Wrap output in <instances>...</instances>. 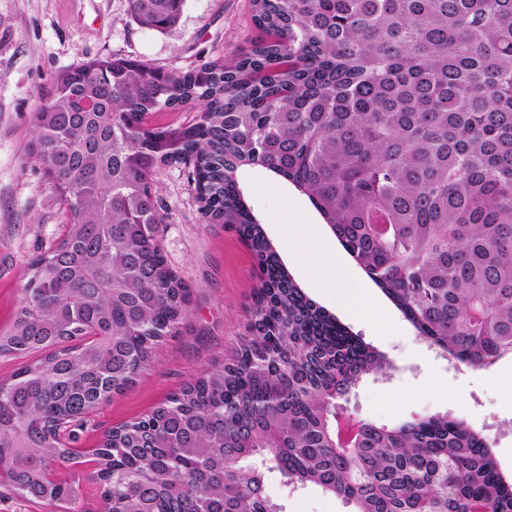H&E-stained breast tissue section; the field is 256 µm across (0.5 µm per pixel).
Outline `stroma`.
<instances>
[{"label": "stroma", "instance_id": "obj_1", "mask_svg": "<svg viewBox=\"0 0 512 512\" xmlns=\"http://www.w3.org/2000/svg\"><path fill=\"white\" fill-rule=\"evenodd\" d=\"M261 33L251 0H186L178 24L159 33L138 26L128 0H0V331L10 328L23 298L28 266L64 232L66 216L32 155L31 117L56 74L94 58L118 55L169 72L237 57ZM165 222L160 228L169 266L190 290V313L177 335L161 346L153 366L124 393L103 405L80 431L83 459L58 478L73 482L80 512H99L98 465L93 451L104 432L143 416L217 360H230L250 317L259 271L250 249L225 224L203 223L196 191L181 166L155 170ZM242 185L286 265L307 295L393 363L390 378L366 379L347 407L360 419L392 425L452 412L490 440L504 474L512 478V357L487 369L456 366L420 340L360 268L356 279L388 312L387 318L353 315L326 301L315 287L321 267L311 245L289 241L292 224L321 218L306 196L256 167ZM267 491L282 512H353L336 496L310 486L289 492L279 472Z\"/></svg>", "mask_w": 512, "mask_h": 512}]
</instances>
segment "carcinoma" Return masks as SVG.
I'll return each mask as SVG.
<instances>
[{
  "label": "carcinoma",
  "instance_id": "obj_1",
  "mask_svg": "<svg viewBox=\"0 0 512 512\" xmlns=\"http://www.w3.org/2000/svg\"><path fill=\"white\" fill-rule=\"evenodd\" d=\"M165 33L185 0H128ZM264 37L186 73L121 56L64 70L32 114L69 222L29 266L0 355V484L79 512L48 478L61 432L132 386L189 312L160 243L152 176L191 168L205 224H233L261 270L234 359L104 432L102 512H280L276 469L354 512H512L487 438L449 414L365 422L334 407L390 364L295 284L245 201L258 166L306 194L343 249L451 363L512 355V0H252ZM198 108L187 125L159 112Z\"/></svg>",
  "mask_w": 512,
  "mask_h": 512
}]
</instances>
